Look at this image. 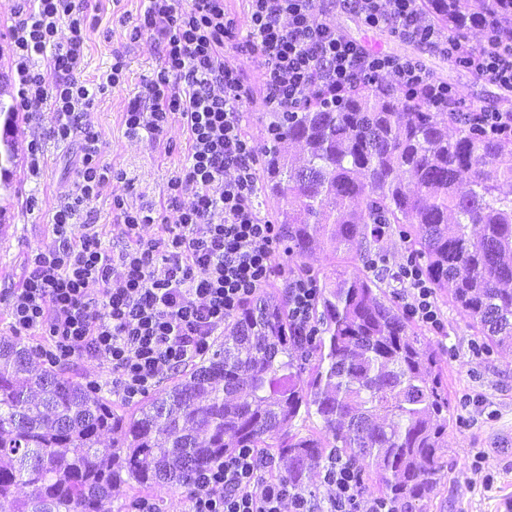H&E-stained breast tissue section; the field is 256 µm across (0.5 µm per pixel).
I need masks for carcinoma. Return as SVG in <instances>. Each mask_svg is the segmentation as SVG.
Masks as SVG:
<instances>
[{"label":"carcinoma","mask_w":512,"mask_h":512,"mask_svg":"<svg viewBox=\"0 0 512 512\" xmlns=\"http://www.w3.org/2000/svg\"><path fill=\"white\" fill-rule=\"evenodd\" d=\"M442 28L487 15L512 31L505 0H423ZM396 88L359 84L339 106L269 113L261 194L298 258L336 246L317 289L318 336L297 347L286 303L245 304L211 353L130 408L34 346L0 334V504L9 512H121L112 487L189 486L239 448H265L301 491L309 461L370 459L379 497L411 508L440 483L452 400L434 351L387 297L369 256L398 230L437 296L489 349L512 350V140L461 128ZM301 143L299 163L286 145ZM317 418L318 431L306 428ZM115 435L108 448L103 434ZM19 485L30 488L15 496Z\"/></svg>","instance_id":"1"}]
</instances>
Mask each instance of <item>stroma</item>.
<instances>
[{"label": "stroma", "instance_id": "1", "mask_svg": "<svg viewBox=\"0 0 512 512\" xmlns=\"http://www.w3.org/2000/svg\"><path fill=\"white\" fill-rule=\"evenodd\" d=\"M146 7L145 0H103L94 28L88 30L82 63V78L105 77L112 64L113 49L126 55L127 69L121 88L98 96L85 121L100 136L103 159L115 170L88 203L107 248L121 250L126 240L112 212L114 197L127 206H162L168 222H175L173 208L163 207L168 178L184 164L188 154L186 134L179 123H171L160 139L132 137L126 132L123 114L144 92L145 83L159 63L151 37L127 41L126 29L135 25ZM325 17L356 42H375L378 50L418 60L435 79L455 86L466 104L501 106L512 100V89L485 82L438 51L400 39L388 31L367 29L361 19L345 8L342 0H322ZM237 36L229 55L240 72L250 95L239 110L247 132L257 144L268 138L267 108L263 101L259 55L245 42L247 4L245 0H224ZM5 109L0 127L11 128L0 139V211L5 226L0 229V289L21 287L27 259L36 249L48 248L55 239L51 217L72 188L77 171L78 148L49 138L51 107L42 104L27 115L15 108L16 91L0 96ZM14 113H7V106ZM44 141L45 151L39 173L27 164V144ZM36 195L35 211L25 207L29 195ZM298 264L312 273L331 272L334 261L329 250L320 248L291 260L277 253L274 273L264 295L282 298L288 269ZM444 327L423 333L440 362L456 422L448 429L443 454L444 477L431 498L421 504L422 512H512V352L484 353L469 328L468 317L453 306L441 308Z\"/></svg>", "mask_w": 512, "mask_h": 512}]
</instances>
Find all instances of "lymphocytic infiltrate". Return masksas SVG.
Wrapping results in <instances>:
<instances>
[{
    "label": "lymphocytic infiltrate",
    "mask_w": 512,
    "mask_h": 512,
    "mask_svg": "<svg viewBox=\"0 0 512 512\" xmlns=\"http://www.w3.org/2000/svg\"><path fill=\"white\" fill-rule=\"evenodd\" d=\"M420 3L350 0L368 28L439 50L486 82L512 88V33L486 24L474 51L445 34ZM98 9L99 0H22L8 28L22 109L51 103L50 137L79 141L81 156L74 186L52 216L53 245L32 255L22 287L0 301L16 333L49 337V361L89 356L104 362L113 387L133 401L203 355L218 330L257 297L272 275L284 229L266 220L257 204L259 149L237 110L247 90L224 53L233 35L224 0H149L129 37L151 32L161 65L123 118L129 135L153 139L170 121L183 126L189 151L166 187L179 216L167 225L159 210L132 209L114 199L126 245L118 252L105 248L83 211L111 168L102 159L98 132L82 117L98 94L123 84L125 56L113 50L105 81L81 78L86 35ZM63 23L70 36L62 42L57 34ZM247 26L269 107L296 108L314 95L332 104L354 85L388 76L481 136L512 140V112L464 110L457 90L415 59L369 51L320 19L316 0H247ZM158 223L165 226L163 236L143 239L142 226ZM395 277L405 288L408 317L439 326L437 299L416 264L400 265ZM92 283L98 294H89ZM315 296L310 279L288 278L285 298L295 335L314 331ZM321 484L319 496L299 491L273 457L241 448L194 474L184 512H283L287 506L292 512H408L367 497L352 461L328 459Z\"/></svg>",
    "instance_id": "f902f5d3"
}]
</instances>
